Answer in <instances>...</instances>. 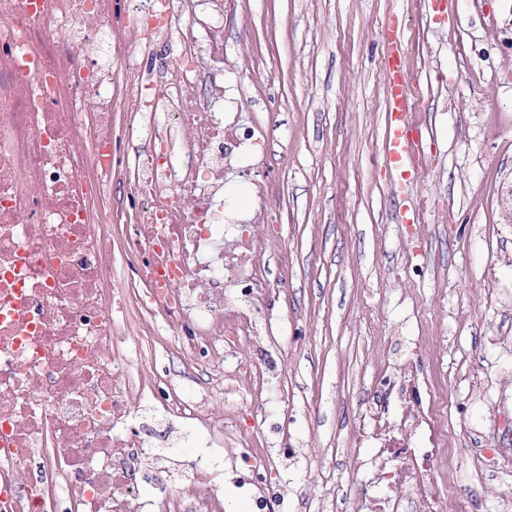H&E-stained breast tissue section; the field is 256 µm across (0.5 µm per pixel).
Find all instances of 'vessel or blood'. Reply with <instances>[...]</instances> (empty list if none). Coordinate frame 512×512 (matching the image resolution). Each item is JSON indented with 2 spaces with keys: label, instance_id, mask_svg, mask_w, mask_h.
<instances>
[{
  "label": "vessel or blood",
  "instance_id": "b4317fda",
  "mask_svg": "<svg viewBox=\"0 0 512 512\" xmlns=\"http://www.w3.org/2000/svg\"><path fill=\"white\" fill-rule=\"evenodd\" d=\"M387 72L386 107L389 120L382 139V151L387 161L398 171L399 179L394 191L403 199L400 209L402 223L413 224L418 220L415 208L406 200L414 184L426 166L422 150V129L413 119L416 107L415 85L404 67V39L402 31H394L390 51L385 62Z\"/></svg>",
  "mask_w": 512,
  "mask_h": 512
}]
</instances>
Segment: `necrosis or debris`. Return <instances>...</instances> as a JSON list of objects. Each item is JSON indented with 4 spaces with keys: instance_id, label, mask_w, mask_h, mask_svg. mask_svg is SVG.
<instances>
[{
    "instance_id": "1",
    "label": "necrosis or debris",
    "mask_w": 512,
    "mask_h": 512,
    "mask_svg": "<svg viewBox=\"0 0 512 512\" xmlns=\"http://www.w3.org/2000/svg\"><path fill=\"white\" fill-rule=\"evenodd\" d=\"M138 39L172 70L131 57ZM226 58L219 0H0V512H226L228 485L247 512H275L276 461L244 437L238 410L211 425L225 383L254 405L270 385L242 344L274 238H229L247 219L225 208L224 179L265 197L274 122L242 118ZM130 155L133 179L113 195ZM118 222L143 286L132 296L113 276ZM160 322L188 385L136 361L132 330ZM373 396L333 499L346 512H473L472 496H448L459 473L433 382L382 369ZM143 403L197 433L166 451L187 460L182 482L156 472L148 495Z\"/></svg>"
}]
</instances>
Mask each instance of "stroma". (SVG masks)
I'll list each match as a JSON object with an SVG mask.
<instances>
[{
  "mask_svg": "<svg viewBox=\"0 0 512 512\" xmlns=\"http://www.w3.org/2000/svg\"><path fill=\"white\" fill-rule=\"evenodd\" d=\"M455 7L451 20L431 0H237L224 19L243 117L276 115L262 301L275 339L244 353L277 384L242 424L280 458L284 512L325 494V467L345 474L381 356L394 374L412 361L432 377L430 351L413 349L427 333L445 339L448 440L477 512L512 499V0ZM396 23L412 81L446 76L418 114V237L396 219L398 174L381 150ZM136 424L154 455L187 431L143 407Z\"/></svg>",
  "mask_w": 512,
  "mask_h": 512,
  "instance_id": "35a3bbf8",
  "label": "stroma"
}]
</instances>
